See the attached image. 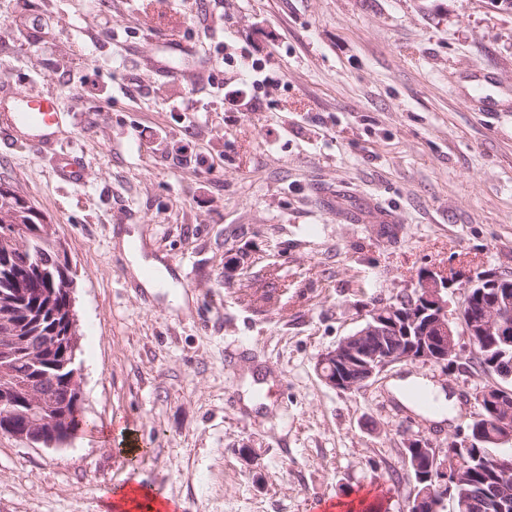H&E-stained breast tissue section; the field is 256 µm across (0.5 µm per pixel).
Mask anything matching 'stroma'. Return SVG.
Returning a JSON list of instances; mask_svg holds the SVG:
<instances>
[{
    "mask_svg": "<svg viewBox=\"0 0 512 512\" xmlns=\"http://www.w3.org/2000/svg\"><path fill=\"white\" fill-rule=\"evenodd\" d=\"M173 38L208 72L160 77ZM228 54L254 66L235 107ZM1 85L54 94L84 168L68 183L24 141L0 146V181L76 271L96 426L57 448L0 435V512H110L130 481L182 512H321L366 491L409 512L405 438L462 441L492 376L464 336L449 371L400 363L353 392L316 360L427 270L512 275V0H0ZM132 234L188 270L186 308L137 285ZM410 375L461 412L402 407L390 383Z\"/></svg>",
    "mask_w": 512,
    "mask_h": 512,
    "instance_id": "stroma-1",
    "label": "stroma"
}]
</instances>
